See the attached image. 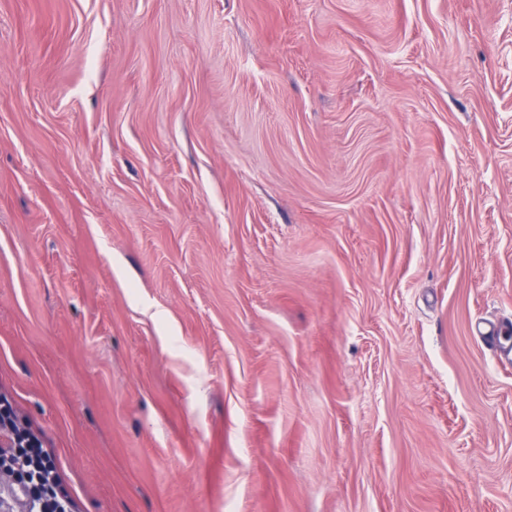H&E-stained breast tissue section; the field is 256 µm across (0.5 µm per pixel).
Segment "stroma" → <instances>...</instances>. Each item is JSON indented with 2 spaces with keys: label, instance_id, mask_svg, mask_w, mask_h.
Instances as JSON below:
<instances>
[{
  "label": "stroma",
  "instance_id": "1",
  "mask_svg": "<svg viewBox=\"0 0 512 512\" xmlns=\"http://www.w3.org/2000/svg\"><path fill=\"white\" fill-rule=\"evenodd\" d=\"M512 0H0V395L77 512H512Z\"/></svg>",
  "mask_w": 512,
  "mask_h": 512
}]
</instances>
